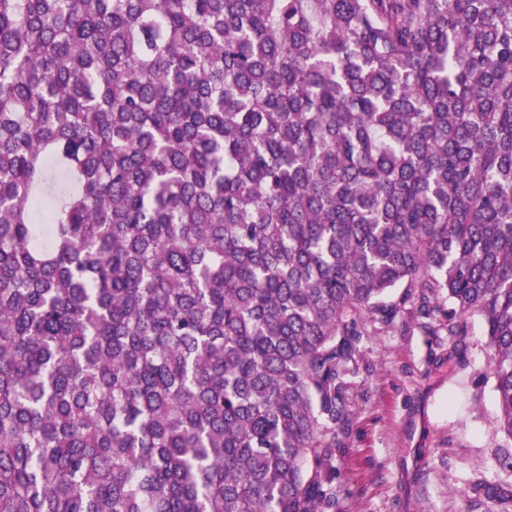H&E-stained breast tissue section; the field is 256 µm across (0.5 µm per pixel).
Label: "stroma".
I'll return each mask as SVG.
<instances>
[{"mask_svg":"<svg viewBox=\"0 0 512 512\" xmlns=\"http://www.w3.org/2000/svg\"><path fill=\"white\" fill-rule=\"evenodd\" d=\"M479 318L459 335L401 311L365 337L348 373L350 424L336 431L326 512H502L500 460Z\"/></svg>","mask_w":512,"mask_h":512,"instance_id":"35a3bbf8","label":"stroma"}]
</instances>
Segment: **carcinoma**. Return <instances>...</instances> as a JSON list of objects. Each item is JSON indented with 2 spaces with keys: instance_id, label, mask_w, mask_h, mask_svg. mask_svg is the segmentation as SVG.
Wrapping results in <instances>:
<instances>
[{
  "instance_id": "cac0c4a2",
  "label": "carcinoma",
  "mask_w": 512,
  "mask_h": 512,
  "mask_svg": "<svg viewBox=\"0 0 512 512\" xmlns=\"http://www.w3.org/2000/svg\"><path fill=\"white\" fill-rule=\"evenodd\" d=\"M406 303L512 442V0H0V512H324Z\"/></svg>"
}]
</instances>
